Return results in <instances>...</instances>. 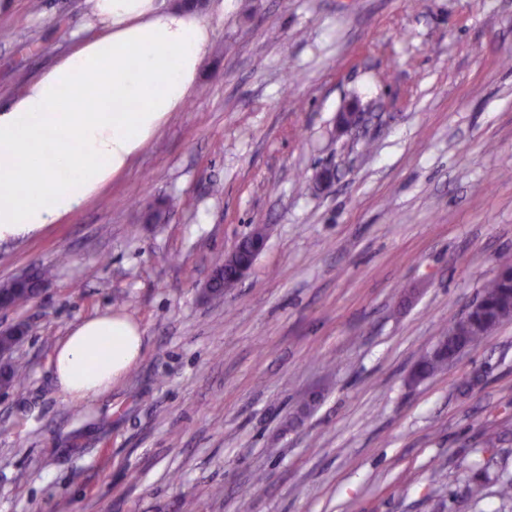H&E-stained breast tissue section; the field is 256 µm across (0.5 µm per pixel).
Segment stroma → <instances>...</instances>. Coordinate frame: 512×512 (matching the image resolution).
Masks as SVG:
<instances>
[{
	"label": "stroma",
	"mask_w": 512,
	"mask_h": 512,
	"mask_svg": "<svg viewBox=\"0 0 512 512\" xmlns=\"http://www.w3.org/2000/svg\"><path fill=\"white\" fill-rule=\"evenodd\" d=\"M202 15L213 40L184 109L78 213L0 244V282L53 268L0 313L29 326L11 358L27 377L0 388V512H494L495 485L475 502L465 478L512 473V321L409 376L512 254V0ZM85 17L86 0L0 13V96ZM159 198L175 210L143 223ZM258 226L249 274L206 296ZM118 295L144 354L73 401L53 349ZM51 271H52L51 267L46 268L42 272L40 278L37 280H34L35 283L33 284L32 288H28V292L15 289L12 286V279L7 282L1 283L0 291L3 289L5 292H9V294H10V305L9 306L10 307H12L13 309L22 307V306L26 305L27 303H29L33 299L32 295L37 290V288H35V287L37 286V284H39L43 280L48 279L49 276L51 275ZM468 348H464L457 353L449 356L447 361L445 358L439 354L438 350L431 348L424 352L416 362V366L421 369V373L417 375L418 378L431 377L438 371L442 370L448 364L455 361L462 353H464Z\"/></svg>",
	"instance_id": "1"
}]
</instances>
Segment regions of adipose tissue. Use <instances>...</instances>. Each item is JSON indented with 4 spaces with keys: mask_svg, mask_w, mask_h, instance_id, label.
Returning a JSON list of instances; mask_svg holds the SVG:
<instances>
[{
    "mask_svg": "<svg viewBox=\"0 0 512 512\" xmlns=\"http://www.w3.org/2000/svg\"><path fill=\"white\" fill-rule=\"evenodd\" d=\"M77 44L0 101V243L39 236L121 176L181 111L213 30L170 0H87ZM144 349L140 325L106 310L74 323L52 356L70 399L97 398Z\"/></svg>",
    "mask_w": 512,
    "mask_h": 512,
    "instance_id": "ef3b65f1",
    "label": "adipose tissue"
}]
</instances>
